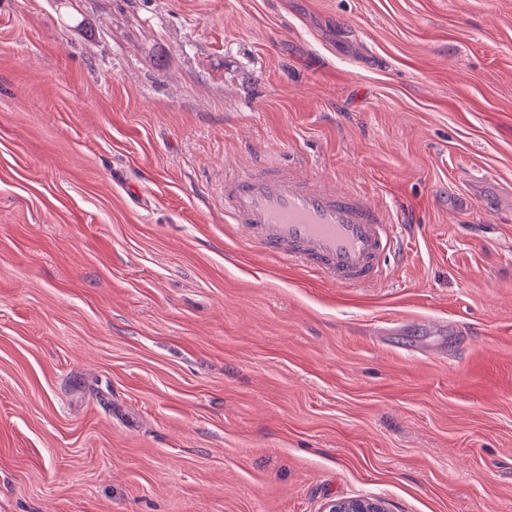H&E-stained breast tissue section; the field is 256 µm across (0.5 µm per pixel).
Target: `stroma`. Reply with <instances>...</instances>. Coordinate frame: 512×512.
Instances as JSON below:
<instances>
[{"label":"stroma","mask_w":512,"mask_h":512,"mask_svg":"<svg viewBox=\"0 0 512 512\" xmlns=\"http://www.w3.org/2000/svg\"><path fill=\"white\" fill-rule=\"evenodd\" d=\"M410 228L336 288L252 159ZM512 512V0H0V512ZM323 512H387L381 500L373 497H358L337 500L325 505Z\"/></svg>","instance_id":"35a3bbf8"}]
</instances>
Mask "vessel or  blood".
Returning <instances> with one entry per match:
<instances>
[{
	"instance_id": "obj_1",
	"label": "vessel or blood",
	"mask_w": 512,
	"mask_h": 512,
	"mask_svg": "<svg viewBox=\"0 0 512 512\" xmlns=\"http://www.w3.org/2000/svg\"><path fill=\"white\" fill-rule=\"evenodd\" d=\"M224 219L247 243L339 288L381 280L398 242L395 217L353 188L261 160L225 176Z\"/></svg>"
}]
</instances>
